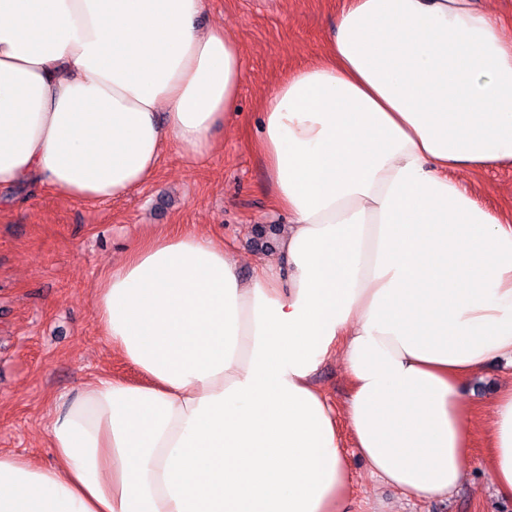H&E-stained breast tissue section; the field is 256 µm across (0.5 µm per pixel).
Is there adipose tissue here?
<instances>
[{"label": "adipose tissue", "mask_w": 512, "mask_h": 512, "mask_svg": "<svg viewBox=\"0 0 512 512\" xmlns=\"http://www.w3.org/2000/svg\"><path fill=\"white\" fill-rule=\"evenodd\" d=\"M205 0H0V190L125 197L177 146L209 156L243 81ZM256 147L291 217L241 278L170 229L99 278L95 323L140 374L60 396L55 462L0 454V512H343L347 423L372 475L452 493L465 380L512 359V224L452 178L512 160V35L486 0H346L323 56L262 103ZM340 356L344 415L313 384ZM489 466L512 501V382Z\"/></svg>", "instance_id": "adipose-tissue-1"}]
</instances>
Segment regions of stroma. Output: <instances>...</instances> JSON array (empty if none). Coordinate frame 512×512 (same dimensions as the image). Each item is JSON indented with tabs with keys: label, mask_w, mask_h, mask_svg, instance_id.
Returning a JSON list of instances; mask_svg holds the SVG:
<instances>
[{
	"label": "stroma",
	"mask_w": 512,
	"mask_h": 512,
	"mask_svg": "<svg viewBox=\"0 0 512 512\" xmlns=\"http://www.w3.org/2000/svg\"><path fill=\"white\" fill-rule=\"evenodd\" d=\"M342 5L206 0L202 25L224 27L235 38L244 70L238 115L216 133L207 160L188 164L171 147L152 180L125 198L86 204L33 186L0 209V453L52 465L46 426L58 395L102 371L138 379L102 339L92 311L97 280L134 242L187 225L230 245L244 277L274 254L288 216L274 207L266 168L253 148L262 99L279 78L321 55ZM463 179L482 205L512 217L511 161ZM509 380L512 360L503 358L464 383L474 413L471 465L458 490L445 497H407L376 481L349 428H342L351 474L346 512H512V502L499 500L485 464L490 399ZM314 382L344 409L350 382L339 358L325 361Z\"/></svg>",
	"instance_id": "35a3bbf8"
}]
</instances>
